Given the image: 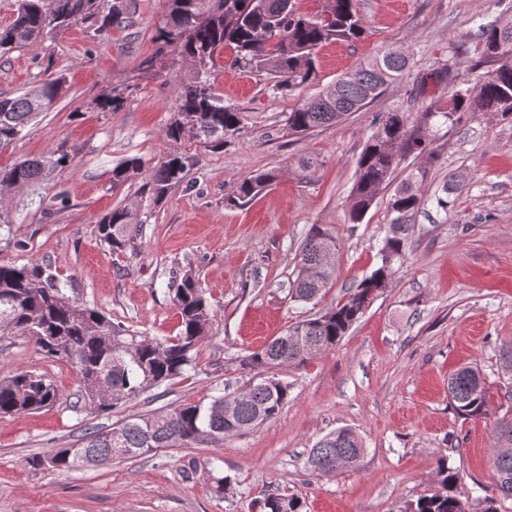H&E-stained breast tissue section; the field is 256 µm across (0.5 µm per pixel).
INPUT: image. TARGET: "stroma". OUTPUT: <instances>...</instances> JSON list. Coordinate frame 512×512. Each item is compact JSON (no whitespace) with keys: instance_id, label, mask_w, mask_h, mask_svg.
Listing matches in <instances>:
<instances>
[{"instance_id":"35a3bbf8","label":"stroma","mask_w":512,"mask_h":512,"mask_svg":"<svg viewBox=\"0 0 512 512\" xmlns=\"http://www.w3.org/2000/svg\"><path fill=\"white\" fill-rule=\"evenodd\" d=\"M355 7L363 37L323 46L315 76L295 91L220 59L214 90L241 120L220 149L165 138L179 79L189 72L180 56L157 52L168 0H126L108 40L79 25L0 56V99L65 79L55 108L0 147V168L60 145L69 154L0 203V262L47 266L73 300L143 336L179 332L172 275L193 271L213 312L196 370L106 414L76 408L81 387L72 364L48 358L28 337L0 336V378L33 372L58 393L52 407L0 418V512H258L256 500L275 488L302 497L307 512H405L434 491L442 459L460 476L457 495L480 512L475 487L493 488L498 425L512 418V376L501 368L502 350L512 346V121L477 110L428 131L432 157L399 166V183L426 166V193L451 186L454 203L445 211L427 203L413 214L396 273L335 347L276 369L290 386L276 418L241 436L99 467L30 464L129 416L241 389L247 376L238 357L343 301L376 268L393 219L387 196L360 222L350 217L366 141L382 113L414 120L446 108L454 89L490 78L500 61L481 56L472 21L512 23V0H356ZM387 47L407 51L409 65L378 98L305 137L288 134L289 112ZM450 61L451 85L437 77ZM114 91L123 106L101 110ZM175 150L195 157L184 182L162 202L143 199L137 248L112 251L97 222L142 185L113 188V167L136 156L150 168ZM307 155L320 165L303 179L293 169ZM267 169L281 170L280 180L245 207L225 206L242 179ZM315 224L338 243L335 273L319 302H295L286 284ZM464 366L485 377L486 416L461 418L448 399V377ZM341 428L362 439L363 455L353 467L317 475L306 466L308 449ZM222 476L232 480L225 496L215 491Z\"/></svg>"}]
</instances>
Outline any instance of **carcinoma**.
I'll return each mask as SVG.
<instances>
[{
  "label": "carcinoma",
  "mask_w": 512,
  "mask_h": 512,
  "mask_svg": "<svg viewBox=\"0 0 512 512\" xmlns=\"http://www.w3.org/2000/svg\"><path fill=\"white\" fill-rule=\"evenodd\" d=\"M169 11L160 28L161 49L168 47L191 63L192 74L182 79L176 112L165 131L167 141L192 137L217 148L240 124L239 115L225 106L213 89L217 58L232 53L230 65L264 72L277 89L290 91L315 74V53L329 41H351L364 33L354 0H325L315 14L300 12L297 0H168ZM104 0H17L16 16L0 28V53L36 42L76 25L86 24L93 36L106 39L110 28L123 19L124 0H113L108 11ZM475 37L485 52L498 47L512 49V25L475 24ZM408 56L387 49L366 64L325 87L313 99L288 113L292 134H304L320 125L358 112L380 94V89L406 69ZM62 78L50 80L16 98L0 99V146L12 143L38 114L52 108L63 94ZM478 107L502 118L512 117V63L501 65L482 83L476 95L457 91L448 110L423 112L409 122L402 112H384L377 133L368 141L357 162L352 189L351 217L358 221L393 182L399 165L410 156L427 153L423 130L433 118L446 121L458 112ZM69 159L61 149L39 159H24L0 169V190L20 188ZM191 157L165 155L148 173L138 157L112 168V187L144 176V189L155 202L186 177ZM426 171L398 189L388 200L395 214L380 250V263L346 299L325 311L289 327L262 349L243 359L249 368L300 366L315 353L330 349L364 314L377 293L395 273L404 257V241L410 218L425 203L422 185ZM279 179L267 170L243 179L224 199L228 207L249 203ZM141 200L112 209L98 221L101 242L114 250L135 249L140 229L133 224ZM336 240L326 229L313 226L300 251V269L289 282L290 298L313 303L321 298L334 272ZM180 310L181 330L171 338L138 335L112 323L95 309L82 306L66 294V285L39 264L0 262V335L13 333L35 338L48 357L75 365L86 405L99 413L139 397L153 387L182 377L196 367L197 348L212 321L203 289L192 272L174 276L168 283ZM109 381L111 390L100 387ZM287 382L261 373L249 379L238 398L210 397L207 403L182 404L169 411L138 415L108 429L96 431L75 448H56L31 465L52 471L79 468L78 459L97 465L112 459L133 458L158 448L189 447L226 435L242 434L275 418L288 404ZM448 396L456 413L472 419L488 411L483 374L463 367L448 378ZM57 389L41 375L17 372L0 379V416L37 411L54 404ZM502 450H494L496 489L512 497V420L499 425ZM364 445L351 431L339 429L320 438L310 449L307 463L320 475L333 474L353 465ZM438 489L410 506L409 512H471L455 487L459 475L442 459L437 465ZM260 512H307L306 502L295 494L272 492L258 502Z\"/></svg>",
  "instance_id": "obj_1"
}]
</instances>
